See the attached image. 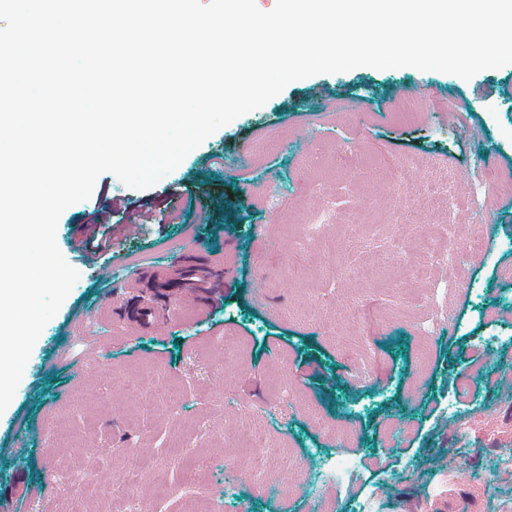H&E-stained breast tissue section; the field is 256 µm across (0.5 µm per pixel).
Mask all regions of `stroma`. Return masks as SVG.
<instances>
[{"label":"stroma","instance_id":"obj_1","mask_svg":"<svg viewBox=\"0 0 512 512\" xmlns=\"http://www.w3.org/2000/svg\"><path fill=\"white\" fill-rule=\"evenodd\" d=\"M489 165L503 191L472 208ZM146 204L141 234L88 257L91 216ZM56 242L79 278L0 413L5 512H182L188 469L208 512H512V64L292 82L150 188L102 173ZM189 245L223 256L219 295L162 335L100 321L106 299L170 298L96 264L164 266ZM339 452L355 468L335 482L321 468Z\"/></svg>","mask_w":512,"mask_h":512}]
</instances>
